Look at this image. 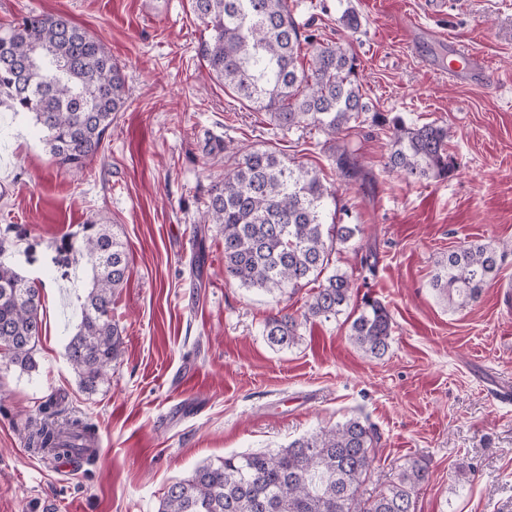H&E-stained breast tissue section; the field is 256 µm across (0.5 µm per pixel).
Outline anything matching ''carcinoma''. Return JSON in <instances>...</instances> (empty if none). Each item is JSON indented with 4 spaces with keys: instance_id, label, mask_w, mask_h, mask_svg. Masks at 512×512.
I'll return each mask as SVG.
<instances>
[{
    "instance_id": "carcinoma-1",
    "label": "carcinoma",
    "mask_w": 512,
    "mask_h": 512,
    "mask_svg": "<svg viewBox=\"0 0 512 512\" xmlns=\"http://www.w3.org/2000/svg\"><path fill=\"white\" fill-rule=\"evenodd\" d=\"M210 30L199 54L213 77L248 107L291 130L311 126L336 140L367 111L357 59L340 42L323 43L303 31L290 0H190ZM310 50L308 65L301 55ZM0 96L15 112L32 115L44 144L65 171H82L100 152L115 115L125 105V79L104 42L67 15L30 12L0 33ZM387 167L408 180L446 177L455 169L448 127H409L392 121ZM340 175L356 180L355 153L336 150ZM336 191L303 164L268 149L235 160L210 190L206 221L224 236V275L245 288L294 294L317 284L301 318L272 316L263 334L290 347L301 322L335 317L348 306L354 282L340 270L326 273L335 246L361 232L358 224H329ZM498 247L470 243L448 254V303L472 305L500 268ZM77 263L93 271L81 300V320L66 347L80 388L98 390L122 355V331L112 318L115 294L128 279L124 245L108 230L82 243ZM43 329L40 289L0 262V349L23 370ZM392 321L385 306L366 297L350 326L364 355L388 351ZM56 398L39 406L25 435L28 447L53 458L90 462L96 455L93 424L59 422ZM380 433L368 418L352 416L274 450L235 453L204 464L169 486L158 512H415L414 495L430 480L428 466L412 461L376 496L359 490L376 458Z\"/></svg>"
}]
</instances>
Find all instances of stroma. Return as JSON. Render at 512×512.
Returning a JSON list of instances; mask_svg holds the SVG:
<instances>
[{
    "instance_id": "35a3bbf8",
    "label": "stroma",
    "mask_w": 512,
    "mask_h": 512,
    "mask_svg": "<svg viewBox=\"0 0 512 512\" xmlns=\"http://www.w3.org/2000/svg\"><path fill=\"white\" fill-rule=\"evenodd\" d=\"M324 41L349 44L369 110L346 138L371 178L340 191L362 232L330 266L355 288L338 316L301 325L291 347L262 334L300 316L307 290L272 296L224 276V238L202 213L234 150L276 149L338 183L332 144L240 105L197 54L209 32L189 0H0V32L30 9L67 14L102 39L127 104L86 169L63 172L30 114L0 105V261L41 290L35 370L0 357V512H157L168 487L225 456L287 445L352 416L376 424L372 496L412 460L432 474L415 512H512V0H297ZM359 21L343 24L345 13ZM465 42L486 74L451 82L436 65ZM448 125L456 167L413 182L388 172L389 122ZM124 243L128 280L113 315L122 356L92 394L65 357L78 325L79 247L101 227ZM506 252L477 303L435 288L469 243ZM374 253L373 274L361 261ZM392 319L391 346L366 358L349 339L363 297ZM93 423L94 462L52 463L25 428L49 396Z\"/></svg>"
}]
</instances>
